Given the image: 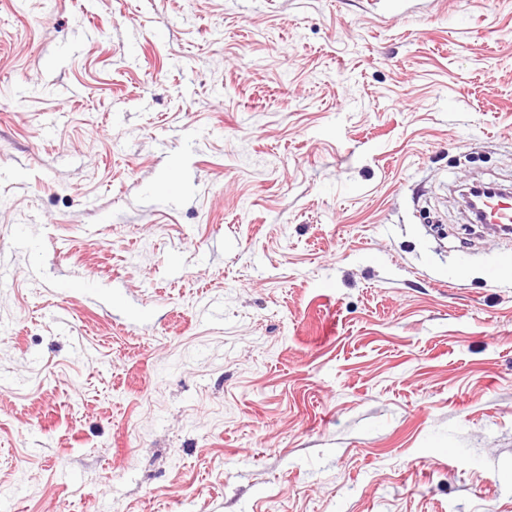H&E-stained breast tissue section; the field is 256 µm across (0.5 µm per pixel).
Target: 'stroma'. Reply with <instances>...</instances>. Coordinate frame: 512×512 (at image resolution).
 I'll return each instance as SVG.
<instances>
[{"instance_id": "obj_1", "label": "stroma", "mask_w": 512, "mask_h": 512, "mask_svg": "<svg viewBox=\"0 0 512 512\" xmlns=\"http://www.w3.org/2000/svg\"><path fill=\"white\" fill-rule=\"evenodd\" d=\"M512 0H0V512H512ZM495 196L501 197L498 194ZM495 196L486 199V203L484 204L486 213V217L484 216L485 223L500 225L512 224V202H510V200H501Z\"/></svg>"}]
</instances>
